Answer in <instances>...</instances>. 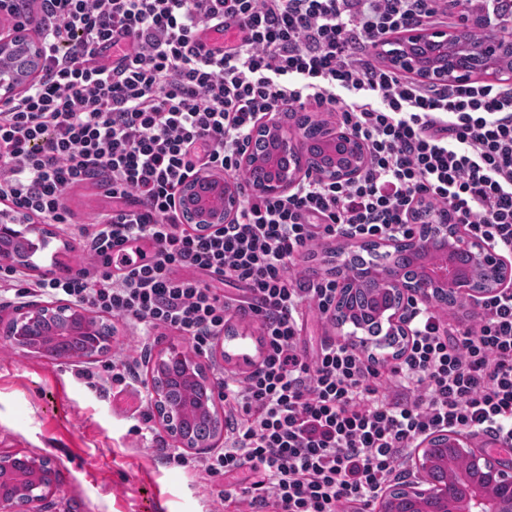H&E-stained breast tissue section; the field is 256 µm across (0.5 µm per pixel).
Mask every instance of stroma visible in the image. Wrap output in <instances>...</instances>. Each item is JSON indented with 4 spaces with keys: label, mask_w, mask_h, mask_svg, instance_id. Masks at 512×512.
I'll return each mask as SVG.
<instances>
[{
    "label": "stroma",
    "mask_w": 512,
    "mask_h": 512,
    "mask_svg": "<svg viewBox=\"0 0 512 512\" xmlns=\"http://www.w3.org/2000/svg\"><path fill=\"white\" fill-rule=\"evenodd\" d=\"M73 224L48 225V244L21 268L22 282L76 274L80 268L113 272V265L84 252L79 225L109 209L111 202L89 187L67 191ZM229 332L220 336L204 360L214 380L247 374L261 359L257 320L227 316ZM113 328L107 353L94 359L54 358L25 353L0 337V449H23L56 457L63 483L59 512H251L247 503L224 507L217 490L232 478H210L167 464L151 438L133 432L135 410L150 406V370L169 347L190 349L187 338L165 330H147L105 315ZM133 363L135 377L122 392L88 386L78 377L89 371L109 378L115 360Z\"/></svg>",
    "instance_id": "35a3bbf8"
}]
</instances>
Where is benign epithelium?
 Here are the masks:
<instances>
[{"instance_id": "obj_1", "label": "benign epithelium", "mask_w": 512, "mask_h": 512, "mask_svg": "<svg viewBox=\"0 0 512 512\" xmlns=\"http://www.w3.org/2000/svg\"><path fill=\"white\" fill-rule=\"evenodd\" d=\"M457 41L448 33H428L414 28L391 43L386 56L391 65L429 83L466 82L478 74L497 79L500 40L492 38L471 54L448 63V45ZM43 65L42 47L29 42L17 31L0 29V102L27 89ZM316 139L326 149H342L336 162L319 166L309 154V144L298 132L280 123L262 124L253 133V145L242 154L240 166L257 169L250 189L257 195H281L293 189L303 175L317 172L330 181L356 179L365 164L359 139L347 130L318 122ZM240 205L237 184L218 174L203 172L188 181L181 191L184 220L207 232L230 221ZM431 231L411 233L402 238L358 241L355 247L385 248L390 262L384 266L347 273L336 300L332 319L345 342L362 348L376 362L399 354L412 335L409 315L417 301L446 304L466 298L478 304L485 298L512 288V260L490 243L472 237L461 224L448 223V213H430ZM44 238L37 224L0 223V261L13 266L28 265L30 249L24 242ZM413 266V273L398 272ZM361 282L374 284L369 308L385 324L386 331L372 336L367 325L343 314V305ZM103 319L89 309L68 301H27L16 309L4 335L26 353L47 356L60 343L82 336L89 345L87 357L107 351L112 336H100ZM352 330L347 331L345 327ZM168 358L181 363L184 382L204 385L207 398L198 402L212 419L215 430L206 440L195 438L182 428L185 407L168 399L166 376L154 367L150 397L160 425L178 447L204 453L224 445V415L219 401L222 393L210 381L206 366L195 356L175 347ZM449 467L448 479L432 483L422 475L439 457ZM415 480L387 489L380 512H512V464L507 465L470 446L469 437L459 431L429 436L415 450L411 463ZM60 472L48 454L24 450H0V512H51L60 488Z\"/></svg>"}]
</instances>
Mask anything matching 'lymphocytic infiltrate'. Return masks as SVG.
<instances>
[{"mask_svg":"<svg viewBox=\"0 0 512 512\" xmlns=\"http://www.w3.org/2000/svg\"><path fill=\"white\" fill-rule=\"evenodd\" d=\"M44 66L0 104V217L72 221L68 189L92 185L112 208L79 227L111 256L146 240L150 262L31 282L33 293L135 325L173 330L209 353L229 309L221 282L249 293L262 354L221 384L227 435L194 462L247 472L221 502L257 512H368L407 450L446 430L512 452V292L487 298L469 326L417 304L395 364L356 350L301 346L304 308L332 313L338 283L299 261L326 238L411 231L420 201L512 254V84L423 85L375 63L407 25L446 16L448 0H36ZM334 112L361 140L356 180L306 175L289 193L246 192L233 220L205 235L176 198L205 169L244 187L240 155L276 112Z\"/></svg>","mask_w":512,"mask_h":512,"instance_id":"obj_1","label":"lymphocytic infiltrate"}]
</instances>
